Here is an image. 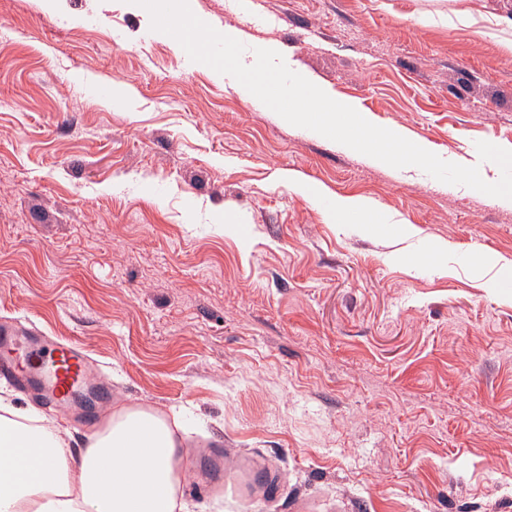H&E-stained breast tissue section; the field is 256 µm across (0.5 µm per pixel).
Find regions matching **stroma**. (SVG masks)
Instances as JSON below:
<instances>
[{
    "mask_svg": "<svg viewBox=\"0 0 512 512\" xmlns=\"http://www.w3.org/2000/svg\"><path fill=\"white\" fill-rule=\"evenodd\" d=\"M235 3L198 12L499 179L476 144L512 145V31L490 18L502 0ZM288 171L327 195L303 197ZM339 196L388 223L332 218ZM500 258L512 205L280 123L128 0H0V319L80 345L112 395L81 426L10 380L0 390L72 451L119 406L184 407L209 436L185 449L181 492L207 512H512ZM216 447L231 471L273 465L279 485L191 491Z\"/></svg>",
    "mask_w": 512,
    "mask_h": 512,
    "instance_id": "1",
    "label": "stroma"
}]
</instances>
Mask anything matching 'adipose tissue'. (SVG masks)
<instances>
[{
    "instance_id": "ef3b65f1",
    "label": "adipose tissue",
    "mask_w": 512,
    "mask_h": 512,
    "mask_svg": "<svg viewBox=\"0 0 512 512\" xmlns=\"http://www.w3.org/2000/svg\"><path fill=\"white\" fill-rule=\"evenodd\" d=\"M33 417L0 397V512H186L176 455L192 432L181 422L121 407L76 458L64 431Z\"/></svg>"
}]
</instances>
